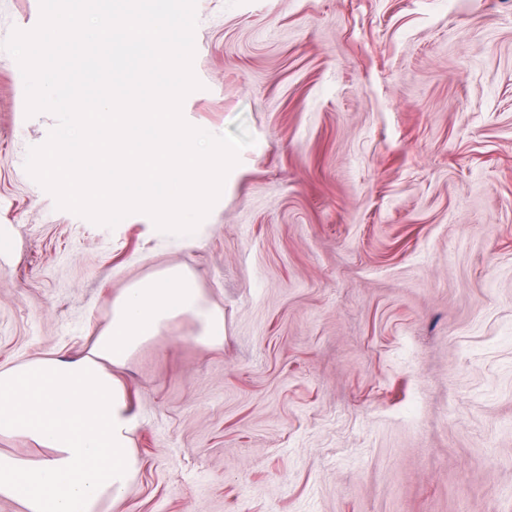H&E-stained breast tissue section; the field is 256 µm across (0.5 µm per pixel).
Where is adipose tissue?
<instances>
[{
	"mask_svg": "<svg viewBox=\"0 0 512 512\" xmlns=\"http://www.w3.org/2000/svg\"><path fill=\"white\" fill-rule=\"evenodd\" d=\"M188 319L193 340L224 345V312L195 275L174 265L130 282L112 298V317L79 356L47 351L0 363V437L42 448L38 458L0 452V497L21 512H106L134 487L143 460V420L120 374L163 331Z\"/></svg>",
	"mask_w": 512,
	"mask_h": 512,
	"instance_id": "ef3b65f1",
	"label": "adipose tissue"
}]
</instances>
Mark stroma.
<instances>
[{
  "mask_svg": "<svg viewBox=\"0 0 512 512\" xmlns=\"http://www.w3.org/2000/svg\"><path fill=\"white\" fill-rule=\"evenodd\" d=\"M191 126L247 128L182 243L57 208L56 126L0 47V361L82 353L178 264L224 311L123 370L147 461L113 512H512V0H195ZM0 0V44L40 20Z\"/></svg>",
  "mask_w": 512,
  "mask_h": 512,
  "instance_id": "35a3bbf8",
  "label": "stroma"
}]
</instances>
